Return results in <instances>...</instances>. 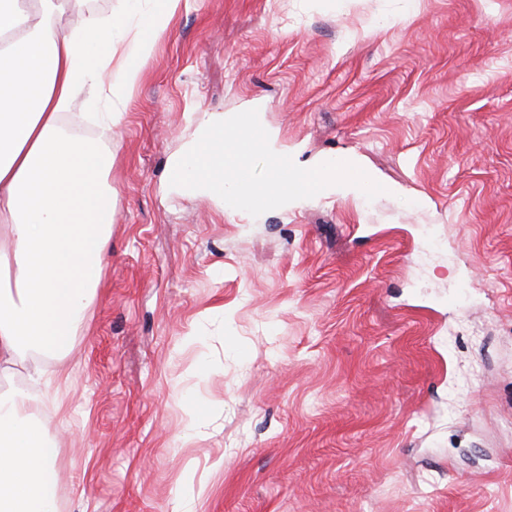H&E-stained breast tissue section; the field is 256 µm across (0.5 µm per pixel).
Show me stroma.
<instances>
[{"mask_svg": "<svg viewBox=\"0 0 512 512\" xmlns=\"http://www.w3.org/2000/svg\"><path fill=\"white\" fill-rule=\"evenodd\" d=\"M255 101L386 193L257 220L173 193L196 118ZM112 152L89 324L4 378L66 512H512V0H189Z\"/></svg>", "mask_w": 512, "mask_h": 512, "instance_id": "35a3bbf8", "label": "stroma"}]
</instances>
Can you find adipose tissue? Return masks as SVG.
I'll list each match as a JSON object with an SVG mask.
<instances>
[{
    "label": "adipose tissue",
    "instance_id": "adipose-tissue-1",
    "mask_svg": "<svg viewBox=\"0 0 512 512\" xmlns=\"http://www.w3.org/2000/svg\"><path fill=\"white\" fill-rule=\"evenodd\" d=\"M68 30V0H0V372L68 348L103 277L116 192L109 131L184 0H121ZM92 111L99 136L63 121ZM58 450L22 390L0 395V512H57Z\"/></svg>",
    "mask_w": 512,
    "mask_h": 512
}]
</instances>
